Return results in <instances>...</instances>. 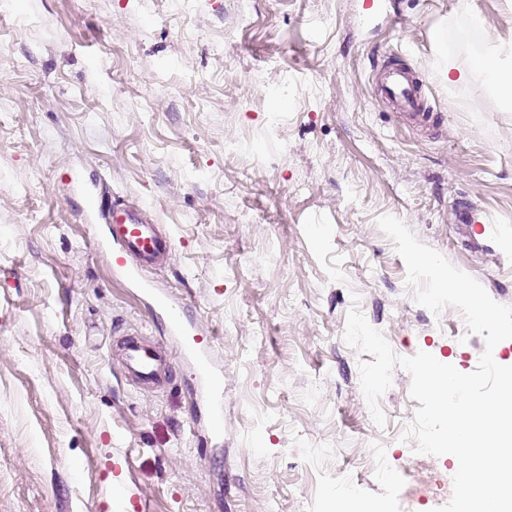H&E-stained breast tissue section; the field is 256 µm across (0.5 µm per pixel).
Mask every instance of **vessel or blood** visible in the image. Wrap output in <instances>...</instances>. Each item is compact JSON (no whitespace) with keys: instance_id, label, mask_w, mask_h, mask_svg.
I'll return each instance as SVG.
<instances>
[{"instance_id":"vessel-or-blood-1","label":"vessel or blood","mask_w":512,"mask_h":512,"mask_svg":"<svg viewBox=\"0 0 512 512\" xmlns=\"http://www.w3.org/2000/svg\"><path fill=\"white\" fill-rule=\"evenodd\" d=\"M377 90L392 110L414 128L427 129L434 123L429 112L422 85L408 71L387 68L376 76ZM88 218L104 217L112 238V262L116 273L128 281L141 282L144 291H151L150 283L142 282L144 269L154 267L168 259L173 243L169 236L160 234L147 213L118 201L109 204L90 203L86 209ZM114 345L121 354L127 376L136 383L151 388L163 386L169 380L170 357L163 346L146 342L131 334L115 339ZM190 356L208 383L214 396H221L220 379L211 371L206 351L190 349ZM129 456H116L104 464V471L112 475L110 498L99 501L97 512H109L111 503L121 504L123 512H149V504L143 494L128 481Z\"/></svg>"}]
</instances>
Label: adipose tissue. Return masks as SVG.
<instances>
[{"instance_id":"adipose-tissue-1","label":"adipose tissue","mask_w":512,"mask_h":512,"mask_svg":"<svg viewBox=\"0 0 512 512\" xmlns=\"http://www.w3.org/2000/svg\"><path fill=\"white\" fill-rule=\"evenodd\" d=\"M489 55L494 56L495 61L488 68L473 66L461 70L444 59H436L433 70L435 75L449 85L465 89L476 80L483 81L501 99L512 102V44L507 46L492 45L487 49Z\"/></svg>"}]
</instances>
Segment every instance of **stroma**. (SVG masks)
Masks as SVG:
<instances>
[{
	"label": "stroma",
	"instance_id": "obj_1",
	"mask_svg": "<svg viewBox=\"0 0 512 512\" xmlns=\"http://www.w3.org/2000/svg\"><path fill=\"white\" fill-rule=\"evenodd\" d=\"M512 38V0H11L0 15V512H95L101 460L127 452L151 512H325L344 471L376 512H432L445 456L408 461L419 403L395 369L377 426L343 339L359 304L395 354L473 371L484 350L455 308L416 304L377 219L512 305V102L436 81ZM422 82L430 131L379 99L373 71ZM287 79L277 96L255 71ZM288 115L277 132L264 116ZM237 139L241 156L224 153ZM80 176L103 202L146 206L173 240L145 270L184 312L224 387L204 388L165 311L112 270L106 225L81 218ZM464 206L492 219L459 224ZM161 343L172 377L133 385L113 338Z\"/></svg>",
	"mask_w": 512,
	"mask_h": 512
}]
</instances>
